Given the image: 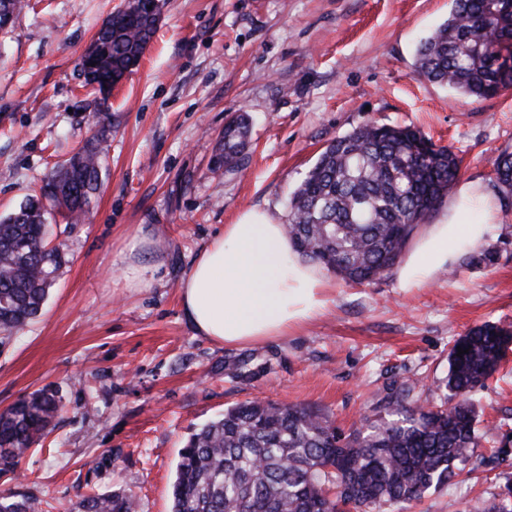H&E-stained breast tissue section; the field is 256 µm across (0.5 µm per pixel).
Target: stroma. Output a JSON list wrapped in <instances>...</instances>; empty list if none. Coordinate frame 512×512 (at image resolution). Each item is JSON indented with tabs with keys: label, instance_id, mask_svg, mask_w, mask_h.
<instances>
[{
	"label": "stroma",
	"instance_id": "35a3bbf8",
	"mask_svg": "<svg viewBox=\"0 0 512 512\" xmlns=\"http://www.w3.org/2000/svg\"><path fill=\"white\" fill-rule=\"evenodd\" d=\"M25 3L0 31V217L91 136L99 108L111 133L89 212L75 224L45 215L67 263L41 314L0 342V411L46 386L63 400L11 491L44 512H71L91 491L170 512L186 437L224 409L302 404L348 432L387 388L444 400L454 340L485 322L512 326V196L495 182L498 156L512 153V90L466 98L412 67L450 0H164L152 41L104 104L78 62L121 0ZM238 112L251 147L214 175L218 136ZM369 121L415 126L459 155L460 183L492 196L494 217L470 204L463 218L489 224L495 263L461 258L411 289L335 278L323 312L285 335L243 346L199 336L179 303L193 258L244 211L286 222L326 144ZM471 399L483 446L499 454L410 512H467L512 479V349Z\"/></svg>",
	"mask_w": 512,
	"mask_h": 512
}]
</instances>
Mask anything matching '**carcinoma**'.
<instances>
[{
    "mask_svg": "<svg viewBox=\"0 0 512 512\" xmlns=\"http://www.w3.org/2000/svg\"><path fill=\"white\" fill-rule=\"evenodd\" d=\"M127 0L108 18L79 66L100 99L135 67L158 25L162 4ZM448 19L415 49L414 72L461 96L490 99L512 88V0H451ZM23 0H0V24ZM110 128L104 119L85 144L47 174L40 196L0 219V335L36 318L64 263L49 246L46 206L79 222L101 183ZM248 146L242 115L224 125L212 173L233 170ZM460 160L447 146L409 126L365 123L320 153L288 200L295 252L353 283L382 280L414 231L447 195ZM496 183L512 194V153L496 160ZM512 330L485 323L454 341L446 387L453 407L420 404L406 385L380 399L383 416L346 434L318 410L246 401L193 431L181 449L171 512H407L431 489L444 488L484 458L469 393L496 371ZM466 353L458 354V349ZM61 397L43 388L0 412V477L16 472L26 452L52 429ZM512 482L496 501L469 512H512ZM25 494L0 493V512H39ZM131 493L84 496L78 512H136Z\"/></svg>",
    "mask_w": 512,
    "mask_h": 512,
    "instance_id": "carcinoma-1",
    "label": "carcinoma"
}]
</instances>
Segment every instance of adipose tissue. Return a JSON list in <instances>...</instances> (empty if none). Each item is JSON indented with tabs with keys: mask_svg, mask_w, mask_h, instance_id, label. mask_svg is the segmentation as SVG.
I'll return each instance as SVG.
<instances>
[{
	"mask_svg": "<svg viewBox=\"0 0 512 512\" xmlns=\"http://www.w3.org/2000/svg\"><path fill=\"white\" fill-rule=\"evenodd\" d=\"M458 214L451 208L440 223L419 231L395 271L399 287L426 285L460 251L482 246L487 225L460 223ZM329 286L323 270L292 257L284 225L253 210L224 225L194 257L180 299L200 336L234 346L284 335L290 326L315 318Z\"/></svg>",
	"mask_w": 512,
	"mask_h": 512,
	"instance_id": "1",
	"label": "adipose tissue"
}]
</instances>
